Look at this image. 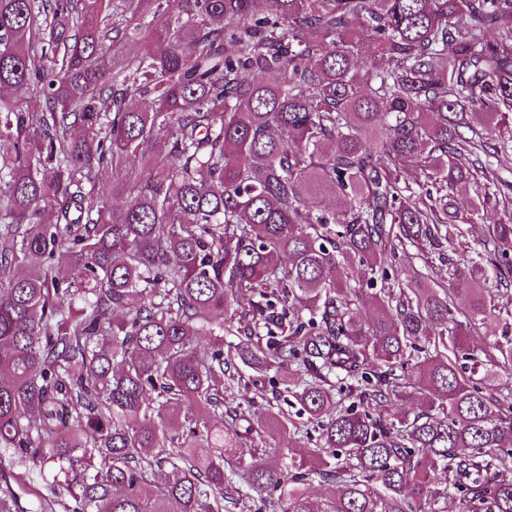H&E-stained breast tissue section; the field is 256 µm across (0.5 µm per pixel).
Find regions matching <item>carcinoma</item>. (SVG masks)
<instances>
[{"instance_id":"1","label":"carcinoma","mask_w":512,"mask_h":512,"mask_svg":"<svg viewBox=\"0 0 512 512\" xmlns=\"http://www.w3.org/2000/svg\"><path fill=\"white\" fill-rule=\"evenodd\" d=\"M258 2L0 0V466L75 512H224L232 476L273 512L314 477L323 512H512V0ZM34 83L36 110L1 95ZM434 256L448 283L401 278ZM240 364L285 374L319 447L226 472L298 432L224 410Z\"/></svg>"}]
</instances>
